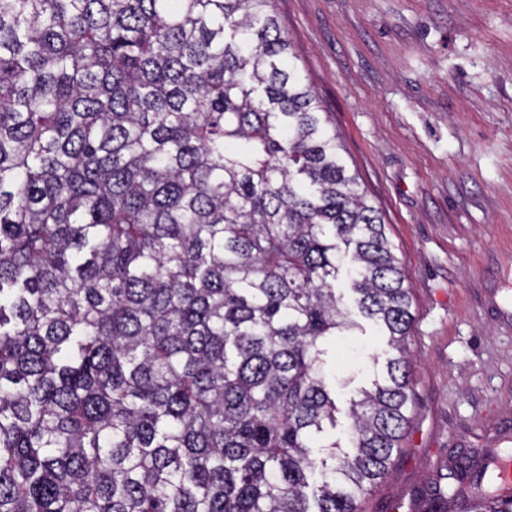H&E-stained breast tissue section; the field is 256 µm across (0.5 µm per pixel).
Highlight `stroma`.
Wrapping results in <instances>:
<instances>
[{"label": "stroma", "instance_id": "1", "mask_svg": "<svg viewBox=\"0 0 512 512\" xmlns=\"http://www.w3.org/2000/svg\"><path fill=\"white\" fill-rule=\"evenodd\" d=\"M412 290L414 421L363 512H420L454 459L512 449V0H275ZM386 339L338 337L346 407Z\"/></svg>", "mask_w": 512, "mask_h": 512}]
</instances>
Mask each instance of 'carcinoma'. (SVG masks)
Masks as SVG:
<instances>
[{"label": "carcinoma", "mask_w": 512, "mask_h": 512, "mask_svg": "<svg viewBox=\"0 0 512 512\" xmlns=\"http://www.w3.org/2000/svg\"><path fill=\"white\" fill-rule=\"evenodd\" d=\"M273 2L0 0V512H361L392 471L412 293ZM361 323L363 332L357 331L355 335L339 336L336 339L335 357L326 367L329 375L336 377V402L341 409L336 438L341 436V428L347 423L344 414L347 401L359 386L368 385L373 378L374 368L369 356L386 347V338L373 324L364 320ZM348 377H353V381L344 384L343 381Z\"/></svg>", "instance_id": "carcinoma-1"}]
</instances>
